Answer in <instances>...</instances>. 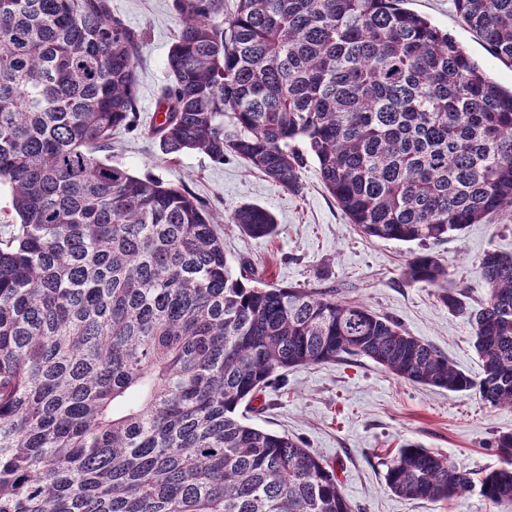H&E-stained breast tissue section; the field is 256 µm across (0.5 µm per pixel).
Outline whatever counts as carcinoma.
Here are the masks:
<instances>
[{"mask_svg": "<svg viewBox=\"0 0 512 512\" xmlns=\"http://www.w3.org/2000/svg\"><path fill=\"white\" fill-rule=\"evenodd\" d=\"M404 0H174L182 21L158 101L166 152L231 154L293 194L305 155L367 238L424 245L512 212V89ZM512 64V0H454ZM139 35L107 0H0V184L20 224L0 240V512H354L333 467L247 422L291 369L367 358L398 380L512 408V255L488 251L470 310L472 379L396 321L236 274L182 186L110 155L134 123ZM248 238L273 214L230 216ZM405 278L437 286L428 251ZM480 480L417 445L387 489L512 501V432Z\"/></svg>", "mask_w": 512, "mask_h": 512, "instance_id": "carcinoma-1", "label": "carcinoma"}]
</instances>
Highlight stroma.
<instances>
[{
    "label": "stroma",
    "instance_id": "stroma-1",
    "mask_svg": "<svg viewBox=\"0 0 512 512\" xmlns=\"http://www.w3.org/2000/svg\"><path fill=\"white\" fill-rule=\"evenodd\" d=\"M406 6L447 29L490 78L512 86V66L463 24L454 0H407ZM111 8L143 39L137 118L134 127L113 133V160L136 176L185 186L215 212L224 253L233 265H245L282 285L334 288L341 298L394 319L447 354L458 370L478 377L481 365L468 320L443 305L442 288L412 284L403 276L418 244L359 233L325 189L315 160H306L304 190L295 195L235 157L216 162L198 152L174 159L166 154L150 129L158 97L170 80L167 55L180 28L179 15L173 0H111ZM243 204L271 211L278 236H242L228 218ZM426 249L447 268L446 289L459 293L470 308H480L486 298L481 259L489 250L512 254V217L493 215ZM256 405L253 424L302 441L334 466L355 512H512V502H491L476 488L451 500L416 501L385 486L389 460L410 443L448 456L479 476L500 465L494 439L512 432V410L484 405L474 393L400 381L359 357L288 370L282 385L266 389Z\"/></svg>",
    "mask_w": 512,
    "mask_h": 512
}]
</instances>
